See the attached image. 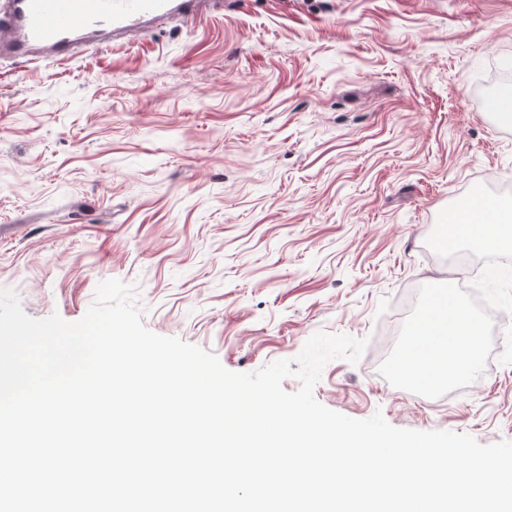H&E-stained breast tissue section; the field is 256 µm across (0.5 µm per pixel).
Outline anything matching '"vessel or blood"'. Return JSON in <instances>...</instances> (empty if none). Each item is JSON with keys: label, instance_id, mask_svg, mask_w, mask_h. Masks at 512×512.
Listing matches in <instances>:
<instances>
[{"label": "vessel or blood", "instance_id": "vessel-or-blood-1", "mask_svg": "<svg viewBox=\"0 0 512 512\" xmlns=\"http://www.w3.org/2000/svg\"><path fill=\"white\" fill-rule=\"evenodd\" d=\"M218 0H0V53L67 57L94 32L129 35L172 18L200 19Z\"/></svg>", "mask_w": 512, "mask_h": 512}]
</instances>
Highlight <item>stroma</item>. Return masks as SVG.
I'll list each match as a JSON object with an SVG mask.
<instances>
[{"label": "stroma", "mask_w": 512, "mask_h": 512, "mask_svg": "<svg viewBox=\"0 0 512 512\" xmlns=\"http://www.w3.org/2000/svg\"><path fill=\"white\" fill-rule=\"evenodd\" d=\"M512 0H223L73 58L0 55V287L81 319L134 286L145 326L253 372L316 332L363 338L314 388L355 419L512 441V316L442 402L379 372L421 286L479 258L425 244L472 186L512 191L486 108Z\"/></svg>", "instance_id": "obj_1"}]
</instances>
